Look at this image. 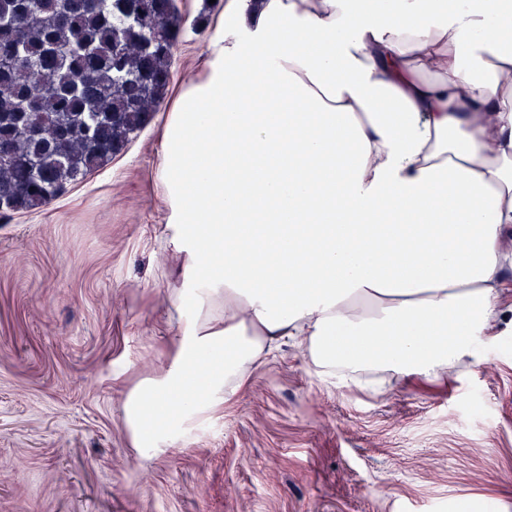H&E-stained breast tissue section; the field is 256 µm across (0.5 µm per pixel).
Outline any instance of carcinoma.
<instances>
[{
  "mask_svg": "<svg viewBox=\"0 0 512 512\" xmlns=\"http://www.w3.org/2000/svg\"><path fill=\"white\" fill-rule=\"evenodd\" d=\"M174 0H0V215L103 167L164 102Z\"/></svg>",
  "mask_w": 512,
  "mask_h": 512,
  "instance_id": "obj_1",
  "label": "carcinoma"
}]
</instances>
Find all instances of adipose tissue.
<instances>
[{"mask_svg":"<svg viewBox=\"0 0 512 512\" xmlns=\"http://www.w3.org/2000/svg\"><path fill=\"white\" fill-rule=\"evenodd\" d=\"M157 178L190 319L126 400L135 447L290 340L354 387L480 365L512 294V0H226Z\"/></svg>","mask_w":512,"mask_h":512,"instance_id":"obj_1","label":"adipose tissue"}]
</instances>
